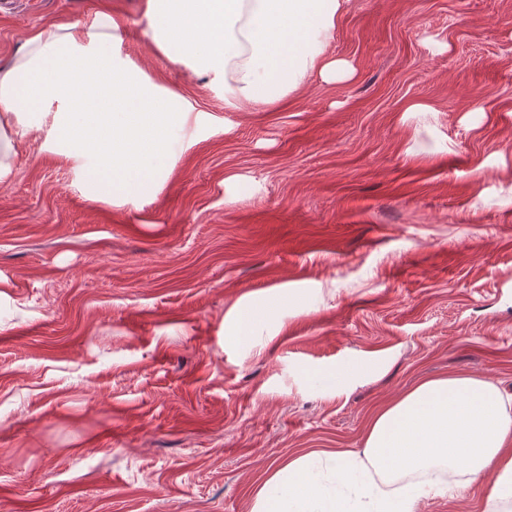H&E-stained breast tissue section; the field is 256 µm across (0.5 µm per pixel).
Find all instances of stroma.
Listing matches in <instances>:
<instances>
[{"instance_id": "1", "label": "stroma", "mask_w": 512, "mask_h": 512, "mask_svg": "<svg viewBox=\"0 0 512 512\" xmlns=\"http://www.w3.org/2000/svg\"><path fill=\"white\" fill-rule=\"evenodd\" d=\"M108 10L211 123L140 208L43 135L0 184V512H251L290 456L360 447L428 377L512 397V0H349L310 81L228 112L140 0H0V64ZM266 316L229 342L243 304ZM449 473L417 512H512Z\"/></svg>"}]
</instances>
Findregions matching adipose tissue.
Instances as JSON below:
<instances>
[{
  "instance_id": "adipose-tissue-1",
  "label": "adipose tissue",
  "mask_w": 512,
  "mask_h": 512,
  "mask_svg": "<svg viewBox=\"0 0 512 512\" xmlns=\"http://www.w3.org/2000/svg\"><path fill=\"white\" fill-rule=\"evenodd\" d=\"M346 2L143 0L141 35L235 112L275 105L314 77L352 80L355 65L329 50ZM21 51L0 65L1 184L15 176V144L42 132L91 197L139 206L209 121L131 58L110 12L39 31ZM460 468L495 471L489 500H512V413L493 385L451 374L373 413L361 447L289 457L259 485L252 512H417Z\"/></svg>"
}]
</instances>
